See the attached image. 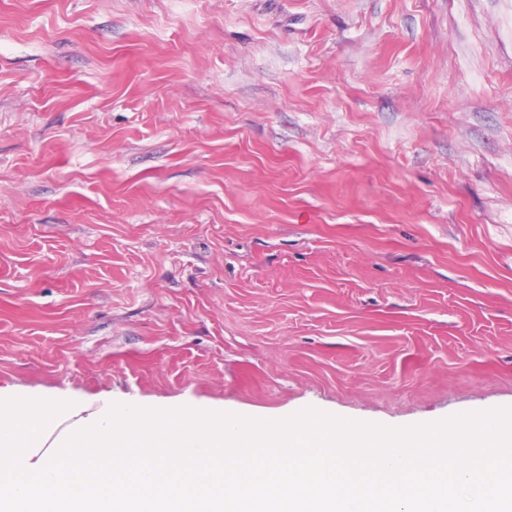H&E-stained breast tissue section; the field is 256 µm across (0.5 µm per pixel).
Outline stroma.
I'll list each match as a JSON object with an SVG mask.
<instances>
[{"label":"stroma","mask_w":512,"mask_h":512,"mask_svg":"<svg viewBox=\"0 0 512 512\" xmlns=\"http://www.w3.org/2000/svg\"><path fill=\"white\" fill-rule=\"evenodd\" d=\"M0 391L512 408V0H0Z\"/></svg>","instance_id":"obj_1"}]
</instances>
